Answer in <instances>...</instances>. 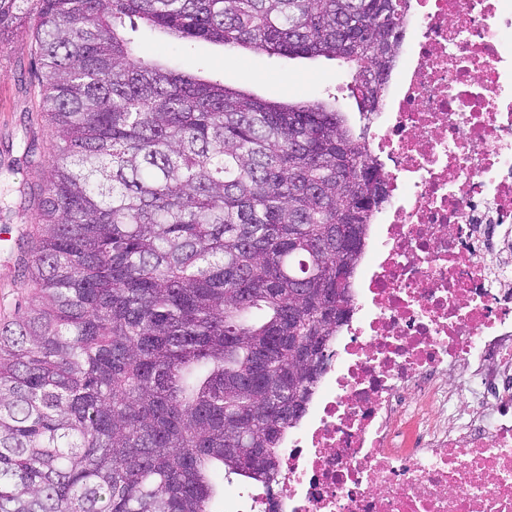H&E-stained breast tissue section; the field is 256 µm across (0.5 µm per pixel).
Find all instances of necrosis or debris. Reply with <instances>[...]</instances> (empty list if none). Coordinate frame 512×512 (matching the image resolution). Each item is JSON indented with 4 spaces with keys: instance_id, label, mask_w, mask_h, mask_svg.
<instances>
[{
    "instance_id": "4bbe7bcc",
    "label": "necrosis or debris",
    "mask_w": 512,
    "mask_h": 512,
    "mask_svg": "<svg viewBox=\"0 0 512 512\" xmlns=\"http://www.w3.org/2000/svg\"><path fill=\"white\" fill-rule=\"evenodd\" d=\"M387 198L274 485L235 512H512V0H410L368 113Z\"/></svg>"
}]
</instances>
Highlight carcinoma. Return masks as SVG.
Returning <instances> with one entry per match:
<instances>
[{
	"mask_svg": "<svg viewBox=\"0 0 512 512\" xmlns=\"http://www.w3.org/2000/svg\"><path fill=\"white\" fill-rule=\"evenodd\" d=\"M406 6L0 0L51 131L26 153L38 299L0 324V512H218L220 476L270 482L386 199L367 128L144 61L125 19L340 60L370 112Z\"/></svg>",
	"mask_w": 512,
	"mask_h": 512,
	"instance_id": "obj_1",
	"label": "carcinoma"
}]
</instances>
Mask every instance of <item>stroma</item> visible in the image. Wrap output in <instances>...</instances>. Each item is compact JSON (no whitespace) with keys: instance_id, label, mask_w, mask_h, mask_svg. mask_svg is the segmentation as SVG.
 <instances>
[{"instance_id":"35a3bbf8","label":"stroma","mask_w":512,"mask_h":512,"mask_svg":"<svg viewBox=\"0 0 512 512\" xmlns=\"http://www.w3.org/2000/svg\"><path fill=\"white\" fill-rule=\"evenodd\" d=\"M134 47L146 61L200 76L263 99L335 101L353 127L364 121L350 86L352 74L340 61L325 57L297 58L248 50L229 51L210 42H188L136 24ZM32 60L28 37H12L0 49V323L32 300L34 290L22 267L29 254L33 212L24 208V184L39 182V172L26 163V149L48 152V127L40 116V96L27 69Z\"/></svg>"}]
</instances>
